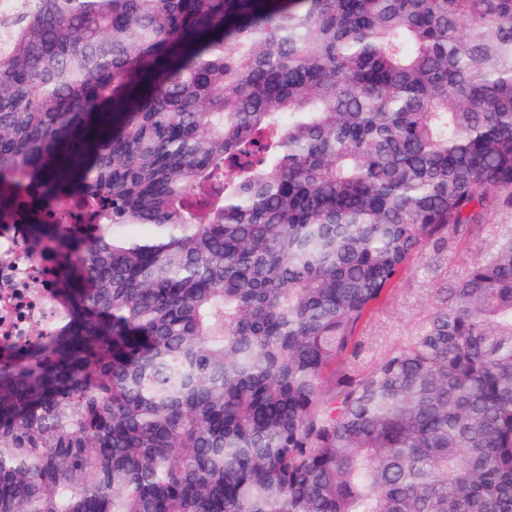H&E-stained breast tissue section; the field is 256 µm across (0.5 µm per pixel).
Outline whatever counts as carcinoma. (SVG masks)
I'll return each mask as SVG.
<instances>
[{
    "instance_id": "obj_1",
    "label": "carcinoma",
    "mask_w": 512,
    "mask_h": 512,
    "mask_svg": "<svg viewBox=\"0 0 512 512\" xmlns=\"http://www.w3.org/2000/svg\"><path fill=\"white\" fill-rule=\"evenodd\" d=\"M0 217L63 329L0 357V512H512V0H27ZM482 246L394 342L423 253ZM69 213L77 214L76 219H70L67 215L57 214L60 224H106L112 223V218H103V216L96 215L95 211L87 210L78 202L72 203L67 206Z\"/></svg>"
}]
</instances>
